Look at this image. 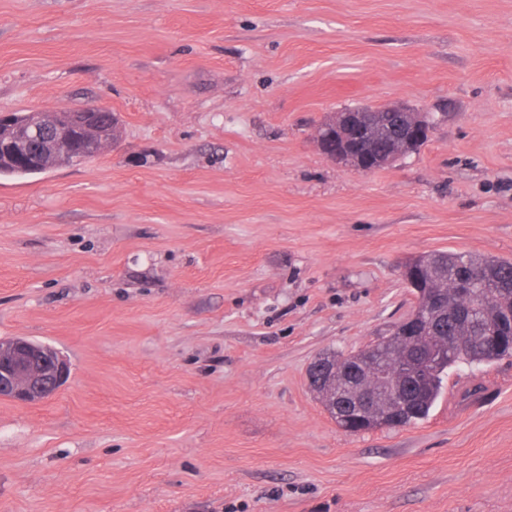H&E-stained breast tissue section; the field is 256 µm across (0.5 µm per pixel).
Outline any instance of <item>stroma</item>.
I'll return each instance as SVG.
<instances>
[{"label":"stroma","mask_w":512,"mask_h":512,"mask_svg":"<svg viewBox=\"0 0 512 512\" xmlns=\"http://www.w3.org/2000/svg\"><path fill=\"white\" fill-rule=\"evenodd\" d=\"M398 101L416 154L317 147ZM88 104L118 147L0 178V337L71 368L0 398V512H512V358L402 429L306 380L410 313L400 261L512 260V0H0V111ZM359 112V116L364 112H380L372 113L368 124V134L364 142L362 151L367 158L375 159L376 157L385 158L403 149V133L405 127V118L402 112L407 116L409 122L408 134L411 137L410 151L415 149L421 142L429 136L430 127L423 114H417L418 111L410 108L406 104L396 103L389 106L380 107H350L337 111L324 121L320 127L325 134L333 133L336 136V150L330 149L323 138L320 127L316 133V144L318 148L330 159L339 164L353 167L360 172H371L380 168L363 163L358 156L348 153L345 146L348 142L359 139L364 134V124L360 121H353L350 113ZM385 112V113H381ZM336 116V117H335ZM336 121V124L333 123ZM409 151V152H410ZM406 156L397 154L389 156L384 167L393 165L402 157Z\"/></svg>","instance_id":"stroma-1"}]
</instances>
